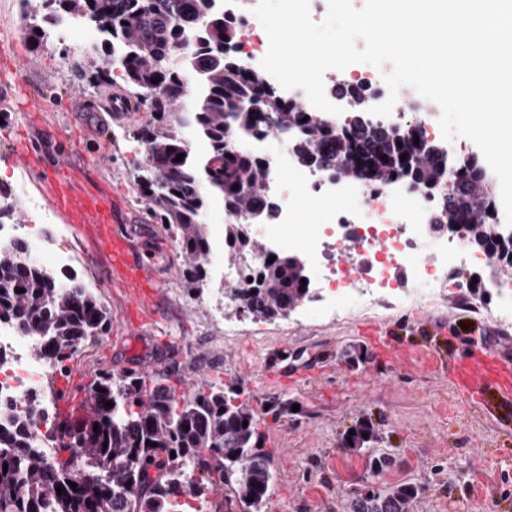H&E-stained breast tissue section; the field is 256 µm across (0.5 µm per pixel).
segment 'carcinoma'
<instances>
[{
    "instance_id": "cac0c4a2",
    "label": "carcinoma",
    "mask_w": 512,
    "mask_h": 512,
    "mask_svg": "<svg viewBox=\"0 0 512 512\" xmlns=\"http://www.w3.org/2000/svg\"><path fill=\"white\" fill-rule=\"evenodd\" d=\"M20 4L24 17L33 20L26 34L36 46L47 34L35 23L39 18L52 27L65 16L106 35L74 56L72 65L94 87L110 84L121 69L128 101L137 109L146 106L149 120L138 137L147 158L135 190L184 254L188 290L208 284L211 244L201 217L213 198L241 217L225 231L236 258L252 248L247 225L275 216L267 163L234 144L244 134L260 138L272 130L296 132L291 146L304 164L354 172L372 183L404 180L439 197L436 224L464 230L470 246L490 259L492 273L512 277V227L488 212L496 208L493 178L479 157L450 155L447 145L415 126L396 133L365 119L366 94L358 88L346 91L352 109L341 131L328 118L304 111L233 56L236 26L221 8L224 0ZM187 97L185 108L181 102ZM195 137L209 144L204 159L192 154ZM303 278L306 268L296 258L277 254L252 270L232 295L244 313L270 320L306 298L310 288ZM2 318L36 337L34 356L53 373L66 371L79 348L100 339L110 325L107 310L77 278L32 263L20 239L0 246ZM83 406L80 420L55 423L57 452L48 458L33 447L11 405L0 401V419L12 423L0 427V512H198L181 495L190 471L200 474L197 501L207 484L221 483L260 512L272 463L260 448L252 408L224 387L178 394L163 373L145 378L105 370L85 390ZM415 495L408 484L368 489L351 500L349 512H408Z\"/></svg>"
}]
</instances>
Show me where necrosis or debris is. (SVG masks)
Segmentation results:
<instances>
[{
	"label": "necrosis or debris",
	"instance_id": "necrosis-or-debris-1",
	"mask_svg": "<svg viewBox=\"0 0 512 512\" xmlns=\"http://www.w3.org/2000/svg\"><path fill=\"white\" fill-rule=\"evenodd\" d=\"M323 82L327 99L340 107L348 103L345 89L354 85L369 90L375 102L389 95L372 76L329 70ZM268 167L277 224H295L306 212L327 217L307 239L290 241L307 252L313 278L331 290L321 314H335L340 301L356 309L387 293L402 307H418L450 288L449 270L488 262L460 235L433 237L429 224L438 201L408 183L371 185L336 176L302 164L288 147ZM33 344V336L0 320V400L27 418L36 447L48 455L55 446L54 403L43 392L47 368L30 357Z\"/></svg>",
	"mask_w": 512,
	"mask_h": 512
}]
</instances>
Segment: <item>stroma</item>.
<instances>
[{
  "label": "stroma",
  "mask_w": 512,
  "mask_h": 512,
  "mask_svg": "<svg viewBox=\"0 0 512 512\" xmlns=\"http://www.w3.org/2000/svg\"><path fill=\"white\" fill-rule=\"evenodd\" d=\"M25 25L19 0H0V30L15 39L38 102L27 119L0 91V185L22 204L21 223L40 225L49 253L67 252L112 317L105 336L47 379V393L83 398L103 370L164 372L187 393L204 383L222 386L251 406L273 461L261 512H347L355 491L404 484L417 490L409 512H512V404H501L489 383L462 393L448 371L461 350L484 345L486 329L512 337V319L494 311L496 294L480 311L454 292L405 314L390 298L379 300L375 312L335 319L298 310L275 320L241 318L229 306L216 311L217 290L185 288L183 254L134 190L146 158L137 134L148 113H111L121 77L97 89L73 76L68 57L84 48L92 29L74 27L36 52ZM20 138L35 147L34 166L16 164L13 142ZM61 162L75 178L90 177L93 189L122 197L99 231L58 219L42 173ZM116 237L154 270L141 321L111 282ZM228 323L238 325V339L225 340ZM361 424L372 428L374 440L349 447L350 429ZM383 453L392 465L373 470L371 458Z\"/></svg>",
  "instance_id": "obj_1"
}]
</instances>
